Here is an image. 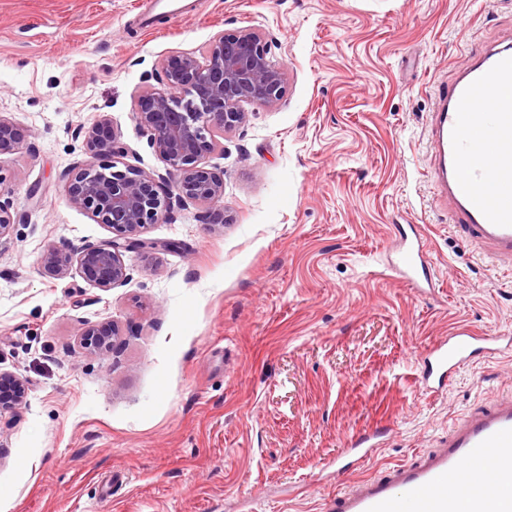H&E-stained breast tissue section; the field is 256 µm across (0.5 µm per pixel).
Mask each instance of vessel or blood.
I'll list each match as a JSON object with an SVG mask.
<instances>
[{
  "label": "vessel or blood",
  "instance_id": "vessel-or-blood-1",
  "mask_svg": "<svg viewBox=\"0 0 512 512\" xmlns=\"http://www.w3.org/2000/svg\"><path fill=\"white\" fill-rule=\"evenodd\" d=\"M431 119L435 179L453 226L500 264H512V46L487 45L440 95ZM419 241H404L391 268L415 280ZM512 336L460 327L420 362L424 386H444L465 363L511 352ZM327 512H512V397L473 413L419 461L388 468L336 493Z\"/></svg>",
  "mask_w": 512,
  "mask_h": 512
}]
</instances>
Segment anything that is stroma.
I'll return each instance as SVG.
<instances>
[{
	"mask_svg": "<svg viewBox=\"0 0 512 512\" xmlns=\"http://www.w3.org/2000/svg\"><path fill=\"white\" fill-rule=\"evenodd\" d=\"M0 0V196L22 220L0 239V372L29 383L0 415L8 512H325L337 491L435 451L471 412L512 395V354L464 364L427 396L418 359L458 326L512 335V266L448 222L432 179L438 92L473 51L512 41V0ZM261 32L287 73L273 107L207 155L226 223L196 206L146 227L104 292L43 252L112 236L70 204L77 129L105 117L119 166L164 172L134 112L171 53L220 31ZM420 234L434 284L388 270ZM115 324L107 357L87 325ZM381 445L340 478L350 439Z\"/></svg>",
	"mask_w": 512,
	"mask_h": 512,
	"instance_id": "stroma-1",
	"label": "stroma"
}]
</instances>
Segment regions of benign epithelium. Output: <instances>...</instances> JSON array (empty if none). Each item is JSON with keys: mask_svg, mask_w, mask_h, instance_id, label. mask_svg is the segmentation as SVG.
Listing matches in <instances>:
<instances>
[{"mask_svg": "<svg viewBox=\"0 0 512 512\" xmlns=\"http://www.w3.org/2000/svg\"><path fill=\"white\" fill-rule=\"evenodd\" d=\"M162 73L161 87L143 91L135 115L165 173L118 168L112 158L124 153V147L106 117L80 127L88 159L74 167L67 197L97 223L112 228L115 237L74 254L47 250L41 257L47 275L62 278L75 261L91 285L110 291L127 281L125 253L146 245L139 236L148 225L171 220L175 210L190 204L204 208L207 217H224V178L206 168L203 159L224 150L220 137L245 122L248 107L275 106L286 91L284 67L270 55L264 37L252 30L216 34L203 61L190 53L170 55L162 62ZM19 140L13 122L0 114V149ZM20 220L10 202L0 200V239ZM112 336L111 330L90 326L81 347L104 355L112 350ZM0 386L11 388L13 404L26 403V379L0 373Z\"/></svg>", "mask_w": 512, "mask_h": 512, "instance_id": "benign-epithelium-1", "label": "benign epithelium"}]
</instances>
